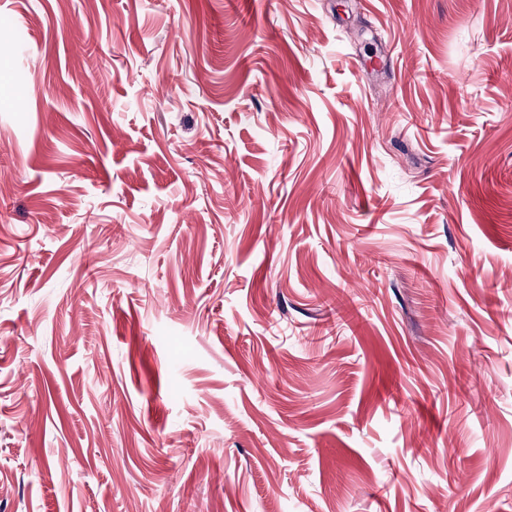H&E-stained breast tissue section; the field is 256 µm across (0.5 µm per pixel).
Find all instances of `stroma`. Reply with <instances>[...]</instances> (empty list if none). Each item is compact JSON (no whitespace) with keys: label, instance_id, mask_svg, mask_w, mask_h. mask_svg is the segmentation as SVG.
Here are the masks:
<instances>
[{"label":"stroma","instance_id":"1","mask_svg":"<svg viewBox=\"0 0 512 512\" xmlns=\"http://www.w3.org/2000/svg\"><path fill=\"white\" fill-rule=\"evenodd\" d=\"M0 512H512V0H0Z\"/></svg>","mask_w":512,"mask_h":512}]
</instances>
